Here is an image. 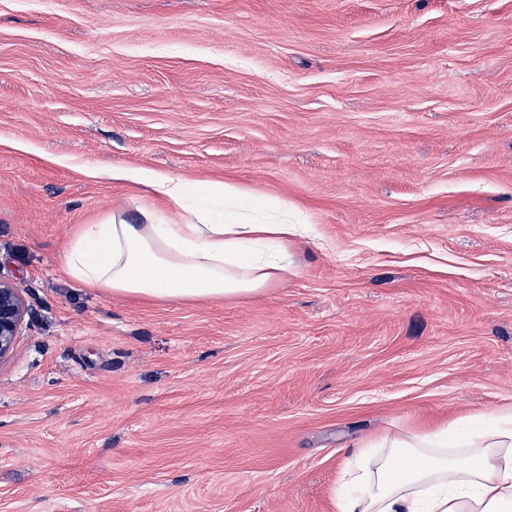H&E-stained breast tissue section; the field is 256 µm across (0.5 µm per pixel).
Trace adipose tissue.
Segmentation results:
<instances>
[{
	"label": "adipose tissue",
	"mask_w": 512,
	"mask_h": 512,
	"mask_svg": "<svg viewBox=\"0 0 512 512\" xmlns=\"http://www.w3.org/2000/svg\"><path fill=\"white\" fill-rule=\"evenodd\" d=\"M122 179L181 207L178 224L142 210L136 224L115 213L84 224L61 257L80 285L164 303L248 298L287 280L288 243L299 213L255 198L231 181L187 205L188 185L161 171L129 168ZM336 512H512V414L471 417L430 434L385 436L355 449L334 492Z\"/></svg>",
	"instance_id": "adipose-tissue-1"
}]
</instances>
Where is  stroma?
<instances>
[{"label": "stroma", "mask_w": 512, "mask_h": 512, "mask_svg": "<svg viewBox=\"0 0 512 512\" xmlns=\"http://www.w3.org/2000/svg\"><path fill=\"white\" fill-rule=\"evenodd\" d=\"M301 212L286 281L112 297L79 225ZM0 512H335L352 449L512 414V0H0ZM21 292L15 283L0 280V364L12 355L21 327L29 315Z\"/></svg>", "instance_id": "35a3bbf8"}]
</instances>
